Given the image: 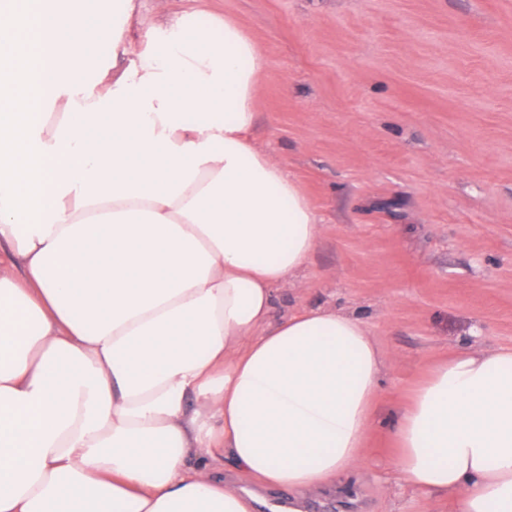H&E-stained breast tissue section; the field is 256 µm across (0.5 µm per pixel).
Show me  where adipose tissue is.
<instances>
[{"label":"adipose tissue","mask_w":512,"mask_h":512,"mask_svg":"<svg viewBox=\"0 0 512 512\" xmlns=\"http://www.w3.org/2000/svg\"><path fill=\"white\" fill-rule=\"evenodd\" d=\"M261 67L227 17L0 0V512H256L354 474L381 424L398 484L512 512V349L385 419L363 321L274 318L322 219L254 142Z\"/></svg>","instance_id":"obj_1"}]
</instances>
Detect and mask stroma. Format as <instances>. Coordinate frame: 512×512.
I'll list each match as a JSON object with an SVG mask.
<instances>
[{
  "label": "stroma",
  "mask_w": 512,
  "mask_h": 512,
  "mask_svg": "<svg viewBox=\"0 0 512 512\" xmlns=\"http://www.w3.org/2000/svg\"><path fill=\"white\" fill-rule=\"evenodd\" d=\"M204 9L264 66L255 139L297 179L324 232L275 315L326 308L395 357L381 415L465 346L512 348V0H141L146 23ZM385 429L362 469L301 512H456L394 482Z\"/></svg>",
  "instance_id": "1"
}]
</instances>
